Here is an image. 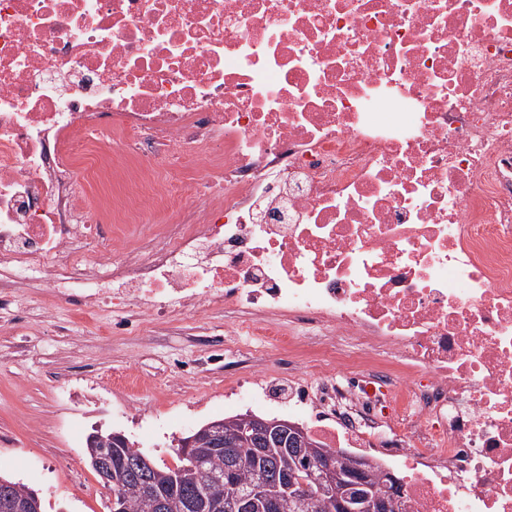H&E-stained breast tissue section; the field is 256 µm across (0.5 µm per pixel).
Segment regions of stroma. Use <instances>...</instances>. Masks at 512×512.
Listing matches in <instances>:
<instances>
[{
  "label": "stroma",
  "instance_id": "1",
  "mask_svg": "<svg viewBox=\"0 0 512 512\" xmlns=\"http://www.w3.org/2000/svg\"><path fill=\"white\" fill-rule=\"evenodd\" d=\"M43 278L31 273L17 320H0V474L34 490L44 512H108L111 492L84 458L88 434H124L175 466L174 439L241 413L230 392L248 370L224 366L223 310L119 332L118 313L80 318ZM129 404L151 436L115 416Z\"/></svg>",
  "mask_w": 512,
  "mask_h": 512
}]
</instances>
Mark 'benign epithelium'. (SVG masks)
Here are the masks:
<instances>
[{
  "label": "benign epithelium",
  "mask_w": 512,
  "mask_h": 512,
  "mask_svg": "<svg viewBox=\"0 0 512 512\" xmlns=\"http://www.w3.org/2000/svg\"><path fill=\"white\" fill-rule=\"evenodd\" d=\"M239 428L231 435H224L226 422L215 421L205 425L193 437L176 440L179 447H191L204 442L217 444L222 440L228 442L246 441L255 446L254 452L259 454L262 449L257 444L270 430L279 426L288 430L296 448L293 453L306 459L311 468L307 476L288 472L278 477L285 491L294 498H307L317 504L324 512H332L333 505L339 504L342 512H387L395 504L393 495L367 494V476L370 474V461L353 459L342 471L336 469L335 456L327 448H318L306 436L304 428L295 422L265 419L249 412L238 419ZM90 464L105 485H110L112 476V452L100 451L92 455ZM39 500L27 498L23 504L15 505L10 501L3 502L0 512H39ZM273 501L258 502L253 496L237 494L229 500H220L213 506V512H267Z\"/></svg>",
  "instance_id": "benign-epithelium-1"
}]
</instances>
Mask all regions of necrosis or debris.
Returning <instances> with one entry per match:
<instances>
[{"label": "necrosis or debris", "instance_id": "necrosis-or-debris-1", "mask_svg": "<svg viewBox=\"0 0 512 512\" xmlns=\"http://www.w3.org/2000/svg\"><path fill=\"white\" fill-rule=\"evenodd\" d=\"M167 162L163 180L151 163ZM171 221L79 195L116 170ZM0 316L26 270L223 309L252 383L406 512H512V0H0ZM150 224H167V217L159 212L156 204L150 198L142 197L136 219L127 223L126 228L132 238H136L142 235Z\"/></svg>", "mask_w": 512, "mask_h": 512}]
</instances>
